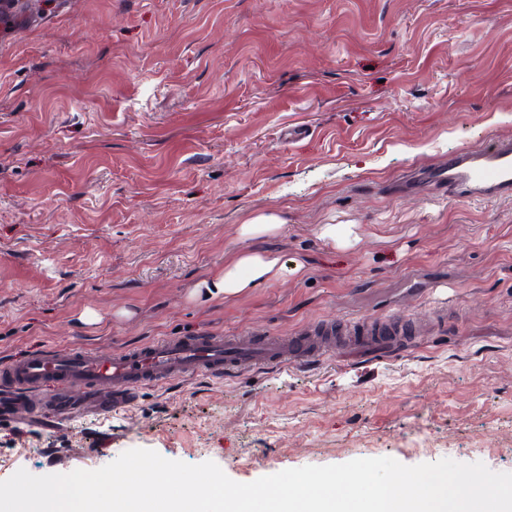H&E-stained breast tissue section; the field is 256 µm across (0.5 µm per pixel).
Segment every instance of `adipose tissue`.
<instances>
[{
	"mask_svg": "<svg viewBox=\"0 0 512 512\" xmlns=\"http://www.w3.org/2000/svg\"><path fill=\"white\" fill-rule=\"evenodd\" d=\"M285 223L278 208L247 213L234 228L237 246L225 253L223 268L196 282L188 292L189 300L236 299L287 276H304L306 264L302 259L288 260L259 245L260 240L279 235Z\"/></svg>",
	"mask_w": 512,
	"mask_h": 512,
	"instance_id": "1",
	"label": "adipose tissue"
}]
</instances>
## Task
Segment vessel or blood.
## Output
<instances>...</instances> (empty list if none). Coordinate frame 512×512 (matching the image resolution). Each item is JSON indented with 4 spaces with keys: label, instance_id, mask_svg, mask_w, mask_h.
<instances>
[{
    "label": "vessel or blood",
    "instance_id": "obj_1",
    "mask_svg": "<svg viewBox=\"0 0 512 512\" xmlns=\"http://www.w3.org/2000/svg\"><path fill=\"white\" fill-rule=\"evenodd\" d=\"M416 182L442 183L449 194L476 200L512 198V140L462 150L445 166L418 173ZM402 319L321 322L300 335L258 338L240 333L164 337L109 353L80 345L41 349L0 364V420L40 411L59 422L78 412L110 411L145 385L199 375L259 370L319 361L348 349L374 350L409 333Z\"/></svg>",
    "mask_w": 512,
    "mask_h": 512
}]
</instances>
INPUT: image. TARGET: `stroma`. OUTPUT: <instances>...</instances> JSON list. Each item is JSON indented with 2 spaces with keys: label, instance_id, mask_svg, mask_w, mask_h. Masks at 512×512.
Here are the masks:
<instances>
[{
  "label": "stroma",
  "instance_id": "obj_1",
  "mask_svg": "<svg viewBox=\"0 0 512 512\" xmlns=\"http://www.w3.org/2000/svg\"><path fill=\"white\" fill-rule=\"evenodd\" d=\"M512 137V0H49L0 29V356L181 332L446 325L382 351L146 386L133 409L0 423V480L130 449L234 481L449 458L512 472V200L395 192ZM281 208L288 277L196 305ZM352 227L330 247L319 225ZM87 307L97 326L79 322ZM134 312L120 320V309Z\"/></svg>",
  "mask_w": 512,
  "mask_h": 512
}]
</instances>
